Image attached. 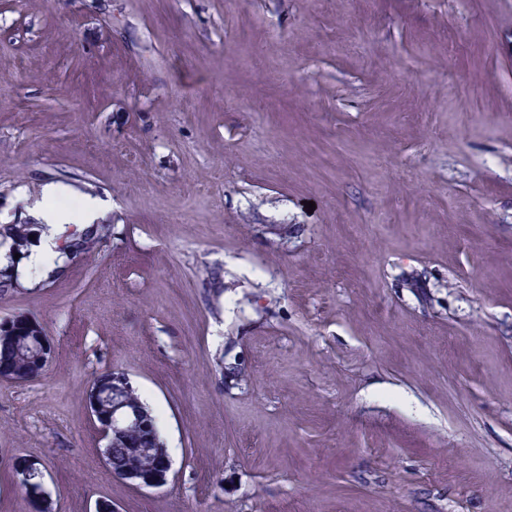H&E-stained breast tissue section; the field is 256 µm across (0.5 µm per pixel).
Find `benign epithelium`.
Masks as SVG:
<instances>
[{"label": "benign epithelium", "instance_id": "7a95c632", "mask_svg": "<svg viewBox=\"0 0 512 512\" xmlns=\"http://www.w3.org/2000/svg\"><path fill=\"white\" fill-rule=\"evenodd\" d=\"M17 326H25L33 334L35 348L39 350L38 363L33 371L25 373L0 367V377L15 383L34 382L52 361L54 344L37 320L23 315L0 321V341L12 340V331ZM132 390L127 373L116 369L101 372L88 388L87 409L100 430L106 448L122 441L130 424L143 425L150 430V437L140 450L142 463L130 467L121 478L137 489L159 488L167 483L171 461L153 424L151 411L127 399V394ZM13 470L18 483L26 491L29 512H52V502L44 488V474L37 464L20 458Z\"/></svg>", "mask_w": 512, "mask_h": 512}]
</instances>
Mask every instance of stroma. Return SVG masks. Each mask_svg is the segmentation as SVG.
Listing matches in <instances>:
<instances>
[{
  "mask_svg": "<svg viewBox=\"0 0 512 512\" xmlns=\"http://www.w3.org/2000/svg\"><path fill=\"white\" fill-rule=\"evenodd\" d=\"M112 241L0 319V512H512V0H0V224ZM315 210H308L307 202ZM128 374L172 461L112 476ZM105 209V203L98 199H88L84 202L79 217L86 224H76L72 230L63 236L64 245L56 246L58 254L54 260V267L47 272V279H52L54 273L68 260L81 259L100 251L103 241L112 236L111 224H91ZM61 261V262H60ZM16 326H26L32 334L35 348L39 350L38 363L35 369L31 372H16L12 369L1 368L0 376L3 379L11 380L15 383H30L38 380L46 370L47 366L54 356V344L50 336H47L42 325L35 319L19 315L12 318H6L0 321V342L11 341L12 331ZM16 336H29L27 329L18 327L15 330ZM127 373L109 369L97 374L86 394V405L90 416L97 424L103 448H108L107 464L110 471L121 473L131 465L146 433L138 426L128 429L131 447L113 446L124 439L129 424L144 425L150 430L148 441L140 450L142 464L130 467L121 478L137 489L159 488L167 483L171 461L165 444L153 424L151 411L141 403L127 399L133 390ZM18 483L25 489L30 512H51L52 502L44 488V474L36 463L20 458L13 466Z\"/></svg>",
  "mask_w": 512,
  "mask_h": 512,
  "instance_id": "stroma-1",
  "label": "stroma"
}]
</instances>
